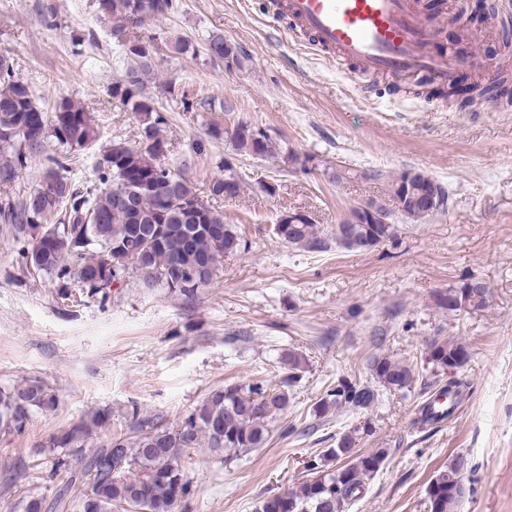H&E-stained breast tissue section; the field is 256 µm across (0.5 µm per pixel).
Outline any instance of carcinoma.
Masks as SVG:
<instances>
[{
  "instance_id": "carcinoma-1",
  "label": "carcinoma",
  "mask_w": 512,
  "mask_h": 512,
  "mask_svg": "<svg viewBox=\"0 0 512 512\" xmlns=\"http://www.w3.org/2000/svg\"><path fill=\"white\" fill-rule=\"evenodd\" d=\"M98 20L122 47L128 81L112 85V98L139 118L141 133L136 146L114 140L104 146L94 165V179L79 184L65 175L70 154L92 147L99 138L93 117L78 101L65 99L47 114L32 100L27 83L16 76L12 58L0 51V187L9 188L35 157L47 167L37 188L20 199L11 196L0 203V222L12 226L17 254L26 266L49 276L63 298L72 297L77 286L88 297L106 301L109 291L99 287L97 274L110 278L135 273L148 290L164 288L186 301L217 276L224 258L246 248L224 214L206 205L203 215L192 213L202 200L194 184L162 163L167 140L165 119L158 101L147 92L158 76L153 58L128 48L136 35L135 16L153 23L173 9V0H96ZM207 45H220L224 57L241 69L246 57L224 35L213 33ZM172 101L191 106L187 90L175 89L170 81L159 83ZM512 96V79L505 73L489 82L472 83L465 91L466 104L476 105ZM228 139L234 151L251 158H276L282 154L278 140L267 131L239 121L233 128L214 123L207 137L193 141L192 151L210 153L212 141ZM224 176L209 186L212 198L224 197L227 187L240 193L243 177L238 167L220 160ZM443 185L421 173L403 172L388 184L389 203H377L381 218L370 222L360 205L353 206L341 221L343 234L336 244L351 251H364L374 240L395 236V212L419 221L431 215L420 198ZM135 204L129 214L116 206L118 194ZM277 237L311 250L323 248L325 240L313 223L280 217ZM490 293L469 288V282L451 287L439 305L456 311L486 309ZM469 360L467 346L448 336H434L425 344V362L433 379L430 396L418 409L417 423L437 424L449 418L464 398V382L450 380L438 386L439 376L460 369ZM376 383L408 391L416 382L412 366L387 355L370 363ZM375 390L346 379L338 381L321 399L315 412L325 415L343 408L365 409L374 404ZM58 394L38 379H25L0 386V435L23 434L32 419L56 409ZM288 405V392L270 389L260 381L227 384L215 389L180 421L169 426L142 419L132 409V419L141 434L135 440L113 439L89 448V440L109 418L93 411L64 432L41 445L55 456L56 469L75 471L70 483L54 498L33 497L24 512H176L194 494L191 478L180 464L186 449L206 447L230 464L266 440L268 423ZM358 431H348L307 464L305 480L281 495L262 500L257 512H347L366 493L367 482L383 467L382 449L364 453L356 447ZM80 467H73V461ZM467 467L463 456L452 459L427 486L430 512H460L464 486L458 480Z\"/></svg>"
}]
</instances>
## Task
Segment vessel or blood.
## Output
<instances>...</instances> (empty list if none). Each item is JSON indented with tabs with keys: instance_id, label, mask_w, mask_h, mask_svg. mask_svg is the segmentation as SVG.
Here are the masks:
<instances>
[{
	"instance_id": "b4317fda",
	"label": "vessel or blood",
	"mask_w": 512,
	"mask_h": 512,
	"mask_svg": "<svg viewBox=\"0 0 512 512\" xmlns=\"http://www.w3.org/2000/svg\"><path fill=\"white\" fill-rule=\"evenodd\" d=\"M310 48L333 63L353 62L386 74H425L452 81L476 69L472 52L439 50L438 26L421 17L415 0H280Z\"/></svg>"
}]
</instances>
